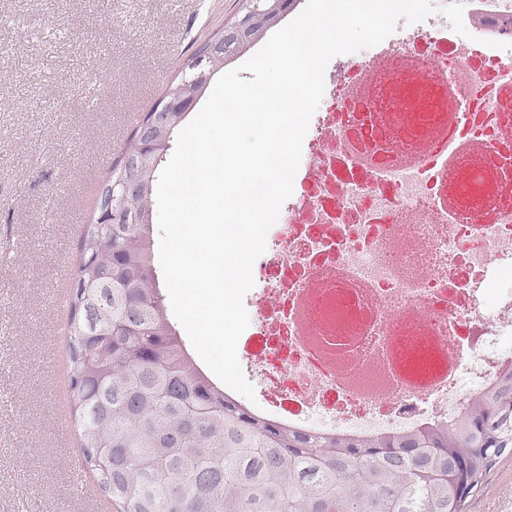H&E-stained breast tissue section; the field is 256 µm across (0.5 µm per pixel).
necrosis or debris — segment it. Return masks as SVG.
Wrapping results in <instances>:
<instances>
[{"label":"necrosis or debris","mask_w":512,"mask_h":512,"mask_svg":"<svg viewBox=\"0 0 512 512\" xmlns=\"http://www.w3.org/2000/svg\"><path fill=\"white\" fill-rule=\"evenodd\" d=\"M375 57L326 84L314 177L252 267L253 409L307 432L456 420L512 362V50L485 70L400 27Z\"/></svg>","instance_id":"obj_1"}]
</instances>
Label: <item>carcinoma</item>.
Returning a JSON list of instances; mask_svg holds the SVG:
<instances>
[{
	"instance_id": "obj_1",
	"label": "carcinoma",
	"mask_w": 512,
	"mask_h": 512,
	"mask_svg": "<svg viewBox=\"0 0 512 512\" xmlns=\"http://www.w3.org/2000/svg\"><path fill=\"white\" fill-rule=\"evenodd\" d=\"M276 0H245L224 26L225 60L262 40ZM199 46L171 86L205 96ZM145 113L112 165L122 224L84 226L70 295L72 412L82 465L123 512H464L512 457V371L453 424L371 438L283 427L224 396L196 362L160 298L154 200L164 160L142 155ZM135 176L142 191L122 195Z\"/></svg>"
}]
</instances>
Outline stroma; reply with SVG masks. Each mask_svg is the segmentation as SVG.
I'll return each mask as SVG.
<instances>
[{
	"mask_svg": "<svg viewBox=\"0 0 512 512\" xmlns=\"http://www.w3.org/2000/svg\"><path fill=\"white\" fill-rule=\"evenodd\" d=\"M242 0H0V512H122L68 458L69 311L83 227L133 126ZM466 512H512V458Z\"/></svg>",
	"mask_w": 512,
	"mask_h": 512,
	"instance_id": "obj_1",
	"label": "stroma"
}]
</instances>
